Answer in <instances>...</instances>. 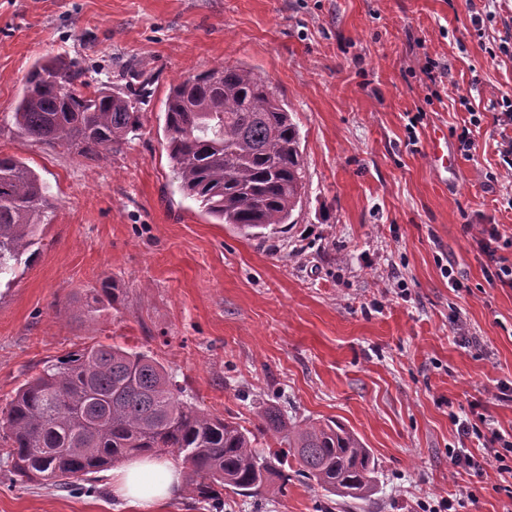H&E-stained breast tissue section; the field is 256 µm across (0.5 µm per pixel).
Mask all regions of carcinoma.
<instances>
[{"mask_svg":"<svg viewBox=\"0 0 512 512\" xmlns=\"http://www.w3.org/2000/svg\"><path fill=\"white\" fill-rule=\"evenodd\" d=\"M21 135L85 157L112 150L140 127L132 99L84 79L75 59L36 63L15 109ZM169 159L182 191L221 224L250 237L293 224L306 193L297 124L270 84L222 65L172 85L166 100ZM46 188L22 161L0 154V278L39 243ZM172 373L144 352L96 344L43 368L0 410V447L20 482L71 488L135 456L178 453L190 464L185 489L217 500L222 489L286 491L284 456L257 450L270 435L299 475L325 492L366 500L376 462L335 419L288 417L261 408L251 430L180 398Z\"/></svg>","mask_w":512,"mask_h":512,"instance_id":"carcinoma-1","label":"carcinoma"}]
</instances>
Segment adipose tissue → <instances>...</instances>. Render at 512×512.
<instances>
[{
    "label": "adipose tissue",
    "instance_id": "ef3b65f1",
    "mask_svg": "<svg viewBox=\"0 0 512 512\" xmlns=\"http://www.w3.org/2000/svg\"><path fill=\"white\" fill-rule=\"evenodd\" d=\"M180 484V469L169 459L135 461L112 471L113 493L128 500L136 512H156Z\"/></svg>",
    "mask_w": 512,
    "mask_h": 512
}]
</instances>
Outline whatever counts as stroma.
Returning <instances> with one entry per match:
<instances>
[{"mask_svg": "<svg viewBox=\"0 0 512 512\" xmlns=\"http://www.w3.org/2000/svg\"><path fill=\"white\" fill-rule=\"evenodd\" d=\"M475 31L470 0H0V152L48 187L41 240L0 281V409L50 362L117 344L164 364L185 399L253 427L259 406L340 421L370 448L367 500L326 493L284 470V494L224 490L222 512H512L505 476L458 467L452 415L481 400L512 432V288L484 276L478 228L512 238V177L498 145L512 127V0ZM79 59L93 82H153L137 135L87 158L19 134L13 112L33 64ZM451 68L431 98L427 59ZM270 83L301 137L307 191L295 221L251 238L183 195L166 150L171 84L217 65ZM483 113L448 180L429 141ZM426 117L409 144L407 123ZM494 191H487L489 176ZM464 282L453 290L443 273ZM120 301L91 304L103 280ZM91 492L13 482L0 458V512H129L107 471Z\"/></svg>", "mask_w": 512, "mask_h": 512, "instance_id": "1", "label": "stroma"}]
</instances>
